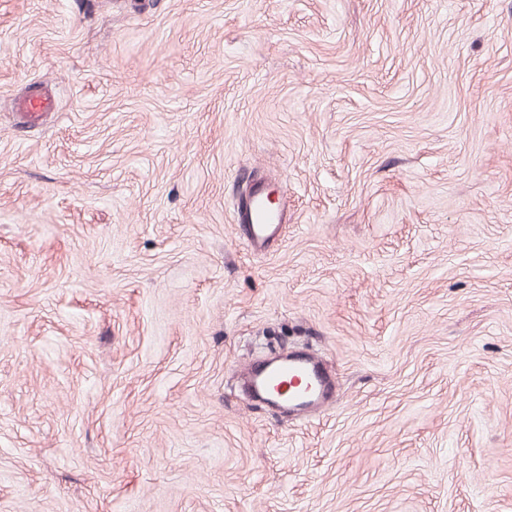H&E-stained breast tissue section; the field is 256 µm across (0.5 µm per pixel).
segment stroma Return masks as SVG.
Returning <instances> with one entry per match:
<instances>
[{"label": "stroma", "instance_id": "35a3bbf8", "mask_svg": "<svg viewBox=\"0 0 512 512\" xmlns=\"http://www.w3.org/2000/svg\"><path fill=\"white\" fill-rule=\"evenodd\" d=\"M0 512H512V0H0ZM16 105L17 111L31 122L38 121L44 112H51L53 109L52 100L45 95L21 98ZM276 191V185L257 181L234 203L235 237L253 251L264 250L283 230L284 215L271 202ZM244 374L251 392L289 413H306L335 401L336 382L315 353L258 359L245 367Z\"/></svg>", "mask_w": 512, "mask_h": 512}]
</instances>
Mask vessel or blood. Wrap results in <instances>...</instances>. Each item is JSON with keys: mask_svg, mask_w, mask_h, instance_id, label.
Listing matches in <instances>:
<instances>
[{"mask_svg": "<svg viewBox=\"0 0 512 512\" xmlns=\"http://www.w3.org/2000/svg\"><path fill=\"white\" fill-rule=\"evenodd\" d=\"M52 109L53 103L45 95L24 97L17 102L18 112L32 122ZM276 190V185L258 181L234 204V234L252 250H264L281 235L284 215L271 202ZM244 373L251 392L291 413L329 405L336 397L334 378L313 353L291 352L277 359L262 358L249 363Z\"/></svg>", "mask_w": 512, "mask_h": 512, "instance_id": "vessel-or-blood-1", "label": "vessel or blood"}]
</instances>
